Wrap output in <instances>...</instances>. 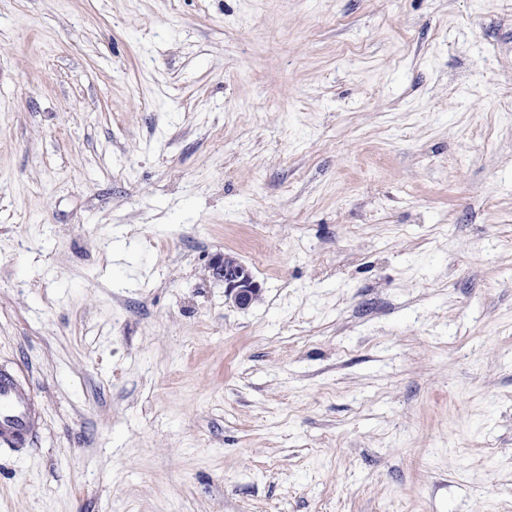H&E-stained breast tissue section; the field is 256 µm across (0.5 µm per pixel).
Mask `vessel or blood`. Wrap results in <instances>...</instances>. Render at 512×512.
<instances>
[{
	"mask_svg": "<svg viewBox=\"0 0 512 512\" xmlns=\"http://www.w3.org/2000/svg\"><path fill=\"white\" fill-rule=\"evenodd\" d=\"M37 429L38 419L29 393L9 374L0 373V442L25 447Z\"/></svg>",
	"mask_w": 512,
	"mask_h": 512,
	"instance_id": "b4317fda",
	"label": "vessel or blood"
}]
</instances>
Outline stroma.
<instances>
[{
  "mask_svg": "<svg viewBox=\"0 0 512 512\" xmlns=\"http://www.w3.org/2000/svg\"><path fill=\"white\" fill-rule=\"evenodd\" d=\"M0 369V512H512L506 0H0ZM209 268L213 277L224 280L225 288L237 306L246 308L255 301L260 288L247 267L219 254L211 259ZM37 429L38 419L29 393L9 374L0 373V442L24 448Z\"/></svg>",
  "mask_w": 512,
  "mask_h": 512,
  "instance_id": "obj_1",
  "label": "stroma"
}]
</instances>
